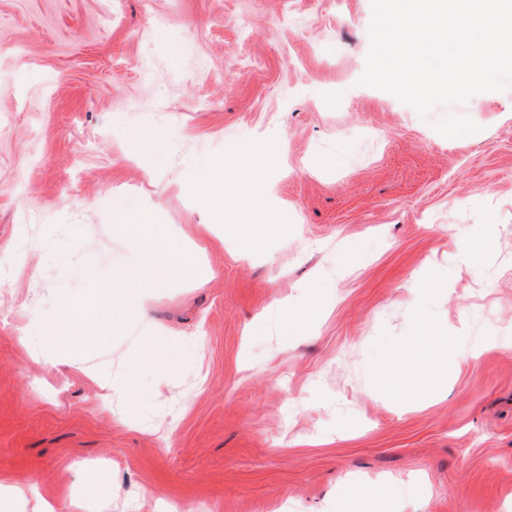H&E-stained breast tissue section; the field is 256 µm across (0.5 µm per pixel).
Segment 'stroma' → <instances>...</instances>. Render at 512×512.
<instances>
[{
    "label": "stroma",
    "instance_id": "1",
    "mask_svg": "<svg viewBox=\"0 0 512 512\" xmlns=\"http://www.w3.org/2000/svg\"><path fill=\"white\" fill-rule=\"evenodd\" d=\"M371 0H0V479L77 512H512V86L420 116L360 85ZM158 138L160 154L136 141ZM277 145L260 231L225 238L186 185L227 140ZM190 259L146 320L74 366L28 339L61 300L119 284L118 216ZM490 235L478 265L461 252ZM445 273L421 291L423 269ZM319 319L248 336L305 288ZM457 337L448 384L389 399L411 315ZM140 360L134 408L100 380ZM93 480H86V470ZM387 494L386 484L377 482L376 484H369L361 490L363 499L351 501L350 509L353 512H381L378 504L383 503Z\"/></svg>",
    "mask_w": 512,
    "mask_h": 512
}]
</instances>
